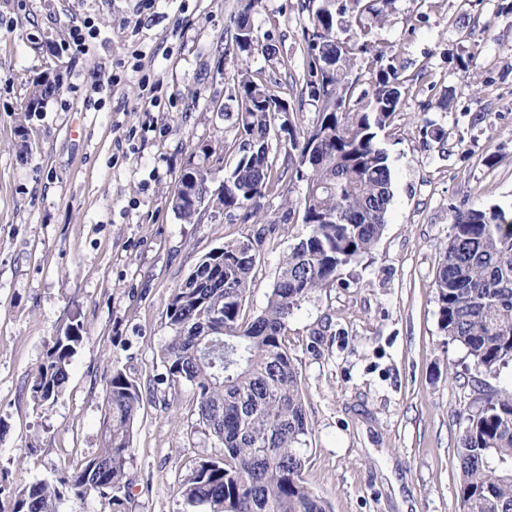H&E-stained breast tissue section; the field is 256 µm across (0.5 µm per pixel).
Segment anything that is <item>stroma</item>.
<instances>
[{
  "label": "stroma",
  "mask_w": 512,
  "mask_h": 512,
  "mask_svg": "<svg viewBox=\"0 0 512 512\" xmlns=\"http://www.w3.org/2000/svg\"><path fill=\"white\" fill-rule=\"evenodd\" d=\"M240 0H0V470L9 484L55 481L102 445L106 381L134 376L142 408L127 471L132 512H183L177 489L224 446L196 421L194 389L170 385L158 353L166 306L201 257L266 230L251 309H262L307 228L294 208L304 183L282 180L248 221L183 223L170 199L192 155L241 136L235 87L262 72L302 126L318 113L290 86L306 58L308 0H259L267 59L229 47ZM98 29L88 52L71 33ZM378 47L411 80L380 134L394 196L377 247L342 285L302 301L289 324L311 428L303 471L330 512H460L454 464L466 416L490 391H512V362L474 365L439 325L434 286L457 210L512 215V0H393L374 23ZM111 67L109 94L89 90ZM61 77L18 114L37 77ZM443 138H436L435 130ZM88 338L65 397L32 399V377L57 331ZM60 88V77L58 75L46 73L34 82V85L28 95V98L21 108L19 117V134L24 143H27L30 128L28 126L29 117L32 112L42 111L45 102L53 96Z\"/></svg>",
  "instance_id": "stroma-1"
}]
</instances>
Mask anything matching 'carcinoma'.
<instances>
[{
	"label": "carcinoma",
	"instance_id": "carcinoma-1",
	"mask_svg": "<svg viewBox=\"0 0 512 512\" xmlns=\"http://www.w3.org/2000/svg\"><path fill=\"white\" fill-rule=\"evenodd\" d=\"M393 0H321L304 32L307 61L291 77L316 103L318 120L297 126L296 110L261 73L237 78L241 137L222 186L211 188L206 161L224 160V147L202 149L204 162L189 158L170 204L187 224L203 212L187 200L203 196L217 213L257 204L284 174L273 165L278 131L288 133L294 156L291 176L306 183L296 202L305 237L283 258L266 305L250 311L247 299L265 237L247 236L204 255L174 288L166 316L169 340L159 351L171 384H190L198 421L224 445V459L199 461L178 488L184 512H329L303 478V448L311 428L301 378L288 351L290 320L298 304L333 285L341 269L371 252L381 239L393 198L392 172L379 134L398 111L406 86L395 58L374 50L364 13ZM258 0H242L231 40L236 53L259 48L283 54L274 43L258 45L251 12ZM347 33L340 38L339 33ZM374 52L370 89L354 96L353 70ZM60 88L46 73L34 82L21 108L19 134L29 137L31 113ZM186 190H181V187ZM441 329L474 362L494 372L512 361V218L497 208L457 211L453 233L435 273ZM85 340L83 325L70 323L50 343L33 378L32 398L51 407L66 393L69 368ZM111 410L97 454L54 482L37 481L11 491V512H57L67 493L96 494L107 512H128L126 475L132 426L141 409L138 381L119 366L107 381ZM455 457L461 512H512V391L489 393L467 414Z\"/></svg>",
	"mask_w": 512,
	"mask_h": 512
}]
</instances>
